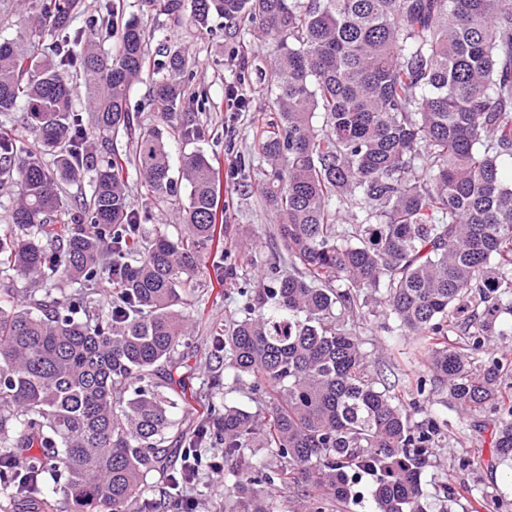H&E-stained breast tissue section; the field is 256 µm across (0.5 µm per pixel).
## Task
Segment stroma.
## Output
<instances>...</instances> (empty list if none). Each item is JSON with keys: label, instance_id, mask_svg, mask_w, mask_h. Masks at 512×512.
<instances>
[{"label": "stroma", "instance_id": "1", "mask_svg": "<svg viewBox=\"0 0 512 512\" xmlns=\"http://www.w3.org/2000/svg\"><path fill=\"white\" fill-rule=\"evenodd\" d=\"M125 17H136L151 34L152 46L178 42L193 58V87L202 89L209 98L206 112L200 113L207 129L203 139L189 144L174 142L172 154L197 151L216 168H223L228 151L249 154L258 127L274 117L266 96L273 79L268 41L247 35H236L235 26L220 17H212L207 28L190 30L179 27L168 16L159 14L150 0H123ZM246 58L251 77L246 84L238 82V60ZM242 85L249 100L246 110L235 112L227 105L226 91ZM258 170L227 176L223 179L224 248L214 250L205 259L199 278L197 300L187 308L192 327L189 345L174 372L180 384L183 401L175 411L181 425H190L208 412L211 404L228 403L251 412L262 410L247 384L235 381L232 370L226 369L214 355L213 329L226 321L240 318L244 303L242 290L257 287L267 267L288 273L291 266L275 237L278 215L266 210L260 202ZM349 325L355 327L368 353L370 371L375 377L403 386L416 377L431 378L415 336L402 335L394 320L373 314L363 307L350 314ZM219 378L217 393H208L205 385ZM428 411L448 420V433L421 475L424 500L433 512L440 506L436 498L439 486L464 487L465 492L448 503L449 512H471L473 498H481V512H512V464L493 454L488 415L461 414L448 407L445 388L427 390ZM467 458L469 467L459 468L460 458ZM233 483L227 470L203 469L199 491L202 512H224L231 503L229 488Z\"/></svg>", "mask_w": 512, "mask_h": 512}]
</instances>
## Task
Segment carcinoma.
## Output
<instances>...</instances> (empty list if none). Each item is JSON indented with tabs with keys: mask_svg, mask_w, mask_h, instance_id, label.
I'll list each match as a JSON object with an SVG mask.
<instances>
[{
	"mask_svg": "<svg viewBox=\"0 0 512 512\" xmlns=\"http://www.w3.org/2000/svg\"><path fill=\"white\" fill-rule=\"evenodd\" d=\"M22 2L28 24L0 37V186L13 189L0 215L1 488L48 509L50 470L75 512H190L178 490L222 448L232 512H278L261 487L299 482L309 512H332L366 472L371 512H429L421 469L448 420L414 425L427 380L399 395L369 375L335 313L368 296L420 337L451 407L495 417L492 448L512 460V353L493 347L512 332L500 321L512 314V0H191L187 15L164 0L178 25L217 15L272 45L278 121L239 169L266 164L260 194L296 268L242 292L244 316L212 337L235 380L277 402L264 416L215 405L190 431L172 419L173 369L194 280L224 245L221 178L183 155L184 233L146 240L123 163L147 199L171 201L169 139L205 137L207 96L190 88L188 51L151 53L113 0ZM116 34L118 49H102ZM144 75L157 125L127 107ZM16 112L28 143L8 128ZM85 180L87 194L64 190ZM177 455L194 473L171 465ZM161 470L157 496L148 476Z\"/></svg>",
	"mask_w": 512,
	"mask_h": 512,
	"instance_id": "carcinoma-1",
	"label": "carcinoma"
}]
</instances>
